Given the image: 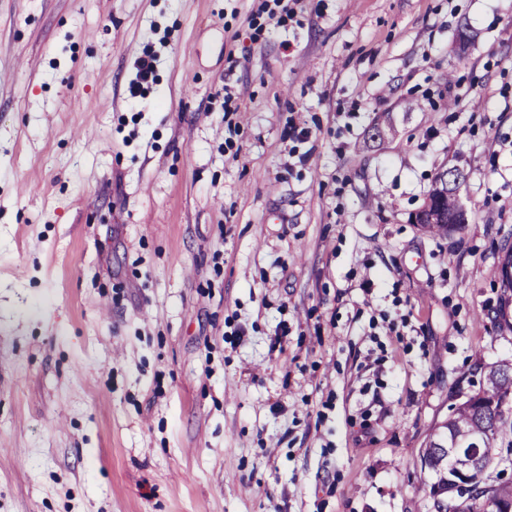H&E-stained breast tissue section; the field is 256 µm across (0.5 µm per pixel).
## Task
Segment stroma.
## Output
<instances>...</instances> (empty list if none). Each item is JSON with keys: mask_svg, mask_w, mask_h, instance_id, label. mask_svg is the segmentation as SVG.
Returning a JSON list of instances; mask_svg holds the SVG:
<instances>
[{"mask_svg": "<svg viewBox=\"0 0 512 512\" xmlns=\"http://www.w3.org/2000/svg\"><path fill=\"white\" fill-rule=\"evenodd\" d=\"M508 238L512 0H0V512H431ZM156 55L147 52L145 57H141L137 61V74L136 82H133L131 94L133 97L142 96L145 94L150 80L152 79L155 70ZM434 187L438 190L443 187L448 189V180L445 178L444 180L436 179ZM437 203L441 216L433 222H428V224H420L424 230L434 235L448 236V234L461 229L462 224H466V214L461 207H458L452 188H449L446 194H442ZM455 213L454 217L448 219V215H454Z\"/></svg>", "mask_w": 512, "mask_h": 512, "instance_id": "1", "label": "stroma"}]
</instances>
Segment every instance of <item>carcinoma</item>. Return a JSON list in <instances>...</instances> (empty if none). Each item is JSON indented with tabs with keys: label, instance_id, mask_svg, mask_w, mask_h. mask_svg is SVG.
<instances>
[{
	"label": "carcinoma",
	"instance_id": "cac0c4a2",
	"mask_svg": "<svg viewBox=\"0 0 512 512\" xmlns=\"http://www.w3.org/2000/svg\"><path fill=\"white\" fill-rule=\"evenodd\" d=\"M458 208L453 189L438 199L441 212L436 220L422 225L434 235L446 236L461 229L459 224L447 223L448 216ZM512 268V245L500 248V257L493 275L501 287L511 290L512 278L505 270ZM512 397V363H500L484 368L478 388L466 399L452 408L448 420L434 430L423 453L424 464L435 473V481L424 487L427 497L432 500V512H498L502 502L512 503V480H503L500 470V455L485 458L483 473L472 482L468 494H459L448 499V483L451 475L450 462L444 458V443L463 439L471 432L486 435L491 447L504 448L512 454V408L499 409L503 398Z\"/></svg>",
	"mask_w": 512,
	"mask_h": 512
}]
</instances>
